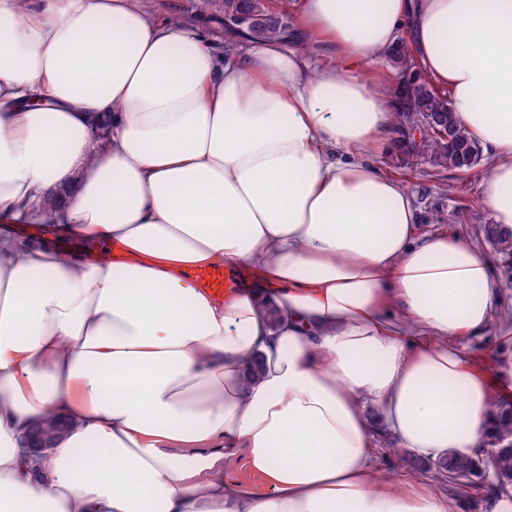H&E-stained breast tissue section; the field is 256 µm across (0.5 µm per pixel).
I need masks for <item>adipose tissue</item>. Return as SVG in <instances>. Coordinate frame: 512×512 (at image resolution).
I'll use <instances>...</instances> for the list:
<instances>
[{
	"mask_svg": "<svg viewBox=\"0 0 512 512\" xmlns=\"http://www.w3.org/2000/svg\"><path fill=\"white\" fill-rule=\"evenodd\" d=\"M296 27L311 51L219 54L139 0H0V512H460L381 471L371 426L480 454L512 318L487 254L418 236L378 168L379 62L407 31L511 233L512 0H297ZM223 264L248 290L187 275ZM50 415L68 434L23 448ZM241 459L262 487L225 478Z\"/></svg>",
	"mask_w": 512,
	"mask_h": 512,
	"instance_id": "adipose-tissue-1",
	"label": "adipose tissue"
}]
</instances>
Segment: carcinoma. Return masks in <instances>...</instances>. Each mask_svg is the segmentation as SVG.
<instances>
[{
	"instance_id": "1",
	"label": "carcinoma",
	"mask_w": 512,
	"mask_h": 512,
	"mask_svg": "<svg viewBox=\"0 0 512 512\" xmlns=\"http://www.w3.org/2000/svg\"><path fill=\"white\" fill-rule=\"evenodd\" d=\"M201 11L214 7L224 13V49L234 51L238 37L246 32L254 40L281 39L288 36L295 23V0H198ZM386 66L393 72L394 92L399 102L395 113L397 131L406 136L405 122L414 112H428L436 118V125L420 129L418 150L412 143L400 141L390 166L402 175H411L427 165L433 169L466 171L476 166L482 158L481 146L473 140L457 121L448 96L434 88L423 75L418 74V62L411 53L407 39L399 37L384 55ZM448 128L450 140L437 131ZM489 241L505 256H512V235H502L496 226L484 227ZM411 466L424 474L439 479L471 482L478 477L479 468L493 470L496 486L505 488L512 484V453L498 454L478 461L475 458H458L453 455L442 461L430 462L417 458L409 460Z\"/></svg>"
}]
</instances>
